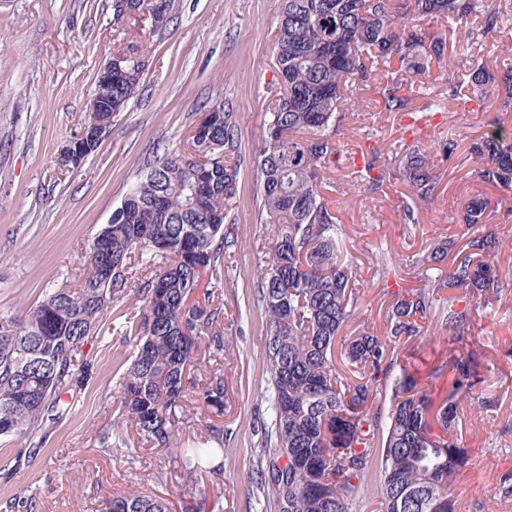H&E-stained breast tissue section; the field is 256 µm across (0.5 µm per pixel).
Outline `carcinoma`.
I'll list each match as a JSON object with an SVG mask.
<instances>
[{
    "mask_svg": "<svg viewBox=\"0 0 512 512\" xmlns=\"http://www.w3.org/2000/svg\"><path fill=\"white\" fill-rule=\"evenodd\" d=\"M390 0H285L275 41L277 80L266 135L254 156L263 194L260 222L275 228V242L260 262L257 281L265 307V358L271 401L264 427L260 486L272 496L274 512H347L348 501L381 440L380 468L386 512H455L449 486L469 465V455L449 437L458 408L478 382L473 354L430 368L427 381L396 367L400 345L421 337L431 312L441 326L466 344L475 301L494 279V255L487 237L466 231L448 244V272L425 288L395 293L384 335L367 331L340 338L354 314L352 266L343 258L335 208L321 187L336 166L334 140L350 102L351 81L375 80V66L397 63L376 83L386 112L409 108L402 93L405 74L421 72L426 48L448 68V100L469 112L492 96L500 117L469 144L460 162L476 181L512 190V84L491 75L479 86L465 72L464 57L445 52V37L431 31L446 23L459 43L474 40L469 19L482 15L483 32L498 31L500 7L482 0H407L410 11ZM126 16L146 17L153 27L151 0H126ZM146 57L133 46L112 56V81L94 80L87 127L110 129L135 93ZM201 133L181 153L154 161L145 177L112 212L89 246L80 281L59 288L21 320L0 322V438L30 437L60 413L63 395L84 386L82 348L100 331L105 312L128 292L144 311L126 314L138 347L121 383L120 429L133 428L145 441L169 448L189 423L190 370L201 342L212 373L200 394L215 416H224V331L220 315L224 281V224L232 222L238 191V138L232 112L209 107ZM380 149L361 151L356 179L379 190L389 169L376 166ZM407 184L412 215L426 206L438 177L426 158L408 151L398 168ZM490 201L475 198L460 216L470 229L486 223ZM208 274L207 303L190 302ZM448 290L442 304L441 290ZM351 366L354 379L340 373L337 359ZM391 385L387 415L375 407L383 386ZM204 448L179 457L184 476L207 472ZM106 512H171L169 502L135 490L114 496Z\"/></svg>",
    "mask_w": 512,
    "mask_h": 512,
    "instance_id": "carcinoma-1",
    "label": "carcinoma"
}]
</instances>
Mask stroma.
Masks as SVG:
<instances>
[{"label":"stroma","instance_id":"35a3bbf8","mask_svg":"<svg viewBox=\"0 0 512 512\" xmlns=\"http://www.w3.org/2000/svg\"><path fill=\"white\" fill-rule=\"evenodd\" d=\"M284 0H171L163 27L141 28L137 18L115 19L112 0H0V318L24 315L58 288L76 285L86 248L108 223L129 190L156 157L183 150L205 106L223 101L236 125L240 166L231 224L224 235L223 417L192 396L193 419L184 448H215L203 482H186L176 450L140 442L104 449L102 433L119 414L123 373L136 351L126 339L124 316L139 308L130 294L114 302L100 334L84 345L89 375L64 413L43 427V446L31 440L0 441V512H101L104 502L132 490L169 499L172 512H274L257 483L264 426L270 420L265 339L267 316L255 287L257 267L273 231L261 223L262 188L253 158L269 119L268 88L276 80L274 41ZM135 44L148 65L125 110L112 122L98 149L78 165H62L68 143L80 132L95 76L112 53ZM470 68L502 75L512 46L496 33L480 34L469 52ZM429 85L406 84L412 107L440 104V123L417 136L404 130L401 113L381 111L372 84L354 89L360 107L336 133L339 153L324 193L343 229L344 255L356 273L358 306L343 327L346 336L371 327L385 330L394 303L378 269L390 264L403 289L427 284L425 266L441 243L460 238V212L469 200L494 203L489 221L475 235L491 234L499 275L487 307L468 333L467 351L481 364L480 381L458 409L453 438L468 450L470 464L452 484L458 512H485L498 493L500 512H512V494L500 480L512 477V191L471 178L449 162L442 144L455 135L479 138L498 113L494 101L465 112L450 104L430 62ZM385 143L380 162L397 171L400 155L419 147L439 177L434 201L407 222L408 190L390 179L371 192L355 182L348 156L361 145ZM426 341L399 347L400 364L418 375L457 353L458 346L436 318L424 325ZM224 430L208 434L210 425Z\"/></svg>","mask_w":512,"mask_h":512}]
</instances>
